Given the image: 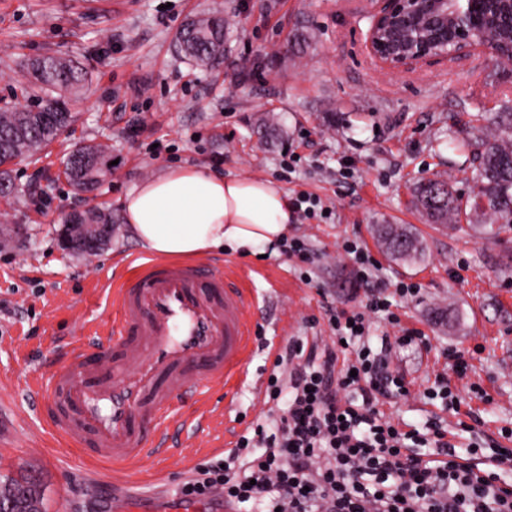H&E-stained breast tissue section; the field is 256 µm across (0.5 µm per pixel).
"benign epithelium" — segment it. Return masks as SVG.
I'll return each mask as SVG.
<instances>
[{"instance_id":"benign-epithelium-1","label":"benign epithelium","mask_w":512,"mask_h":512,"mask_svg":"<svg viewBox=\"0 0 512 512\" xmlns=\"http://www.w3.org/2000/svg\"><path fill=\"white\" fill-rule=\"evenodd\" d=\"M366 35L370 54L393 72L443 60L481 46L490 17L476 13L477 0H379ZM112 236L110 224H67L64 245L86 256Z\"/></svg>"}]
</instances>
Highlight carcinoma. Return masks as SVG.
Here are the masks:
<instances>
[{"instance_id":"cac0c4a2","label":"carcinoma","mask_w":512,"mask_h":512,"mask_svg":"<svg viewBox=\"0 0 512 512\" xmlns=\"http://www.w3.org/2000/svg\"><path fill=\"white\" fill-rule=\"evenodd\" d=\"M229 22L217 12L187 21L177 34V47L189 60L219 68L224 65V29ZM500 47L497 64L512 65V26L502 20L485 28ZM84 86L81 70L67 57L47 54L28 64L24 73V90L30 97L49 91L51 95L37 105L0 106V181H10L7 166L15 161L37 160L74 121L70 112L71 96ZM465 128L480 134L464 140L474 164V178L484 211L492 224H512V113L487 115L478 113ZM112 157L101 145L79 143L68 152L64 174L78 192L97 186L112 173ZM412 206L436 224L455 221L463 212L460 200L448 182L432 178L418 182L412 191ZM68 219L81 224H110L112 211L97 207L71 213ZM378 238L386 253L395 260L414 262L422 254L418 237L405 226L379 224ZM27 492L32 502L27 512H40V492L36 480L21 473L0 482V508H9Z\"/></svg>"}]
</instances>
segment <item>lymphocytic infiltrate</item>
I'll use <instances>...</instances> for the list:
<instances>
[{
	"instance_id": "1",
	"label": "lymphocytic infiltrate",
	"mask_w": 512,
	"mask_h": 512,
	"mask_svg": "<svg viewBox=\"0 0 512 512\" xmlns=\"http://www.w3.org/2000/svg\"><path fill=\"white\" fill-rule=\"evenodd\" d=\"M337 249L352 263L364 303L331 313V342L322 349L290 345L298 363L288 382L271 380L265 389L266 401L287 405L279 425H255L182 494L219 488L236 512L248 504L262 512H512V483L495 473L512 454L494 455L482 469L457 453L447 430H407L380 411L381 399L406 386L373 352L369 317L385 312L397 322L393 299L415 296L418 287L374 281L377 261L359 239H343Z\"/></svg>"
}]
</instances>
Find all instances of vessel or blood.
Wrapping results in <instances>:
<instances>
[{"mask_svg":"<svg viewBox=\"0 0 512 512\" xmlns=\"http://www.w3.org/2000/svg\"><path fill=\"white\" fill-rule=\"evenodd\" d=\"M254 299L227 271L203 262L128 264L112 289V317L55 365L52 425L92 457L141 464L168 447L175 414L197 406L209 427L208 393L246 375ZM102 512H127L128 485L112 479ZM223 490L207 498L157 491L138 512H225Z\"/></svg>","mask_w":512,"mask_h":512,"instance_id":"vessel-or-blood-1","label":"vessel or blood"}]
</instances>
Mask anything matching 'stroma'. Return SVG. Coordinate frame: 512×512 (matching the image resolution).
I'll list each match as a JSON object with an SVG mask.
<instances>
[{
    "instance_id": "stroma-1",
    "label": "stroma",
    "mask_w": 512,
    "mask_h": 512,
    "mask_svg": "<svg viewBox=\"0 0 512 512\" xmlns=\"http://www.w3.org/2000/svg\"><path fill=\"white\" fill-rule=\"evenodd\" d=\"M376 8L377 0H0V105L24 101L17 80L34 57L63 54L88 74L74 123L41 161L14 166L16 196L0 198V477L36 470L43 512L89 505L86 476L109 466L50 424L38 390L69 345L111 318L106 285L124 274L126 257L144 251L124 220L128 192L178 166L272 180L333 207L328 221L288 227L313 251L311 282L300 280L296 257H215L216 266L248 274L258 304L247 377L213 385L211 404L232 402L248 424L283 416V407L256 399L255 382L267 380L289 341L328 343L330 310L360 305L351 264L336 257L338 242L355 235L378 261L379 282L419 289L398 308L399 325L374 321L372 346H390L389 366L409 389L380 410L420 430L434 423L455 432L458 451L478 463L512 448V226L490 238L473 217L443 226L411 204L415 183L437 175L470 197L471 159L450 141L470 115L512 113V77L478 51L386 70L365 44ZM212 10L233 22L218 70L175 49L182 24ZM268 117L276 136L263 129ZM76 142L107 145L117 160L91 194L63 174L62 157ZM292 144L301 160L287 181ZM346 159L355 166L347 177ZM90 207L111 210L115 223L88 258L62 240L67 214ZM380 224L410 227L424 243L422 261L389 259L375 234ZM409 329L420 338L404 342ZM455 355L465 375L449 374ZM444 373L454 401L425 399ZM223 435L216 420L187 453L171 449L159 468L132 473L131 492L151 494L160 475L179 492L189 472L223 458Z\"/></svg>"
}]
</instances>
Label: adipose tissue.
<instances>
[{
    "label": "adipose tissue",
    "instance_id": "adipose-tissue-1",
    "mask_svg": "<svg viewBox=\"0 0 512 512\" xmlns=\"http://www.w3.org/2000/svg\"><path fill=\"white\" fill-rule=\"evenodd\" d=\"M124 216L141 244L170 260L253 255L284 238L291 219L274 183L192 166L141 182L128 193Z\"/></svg>",
    "mask_w": 512,
    "mask_h": 512
}]
</instances>
